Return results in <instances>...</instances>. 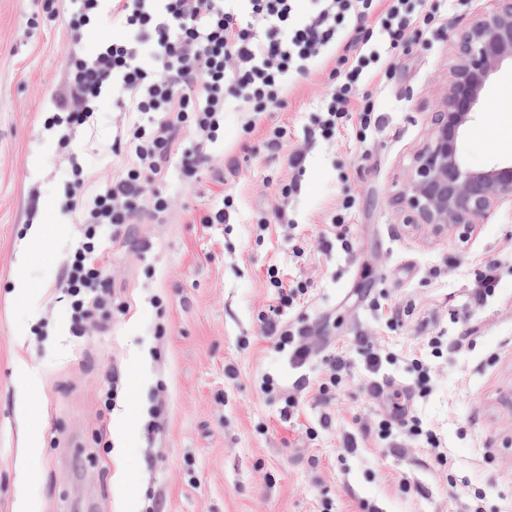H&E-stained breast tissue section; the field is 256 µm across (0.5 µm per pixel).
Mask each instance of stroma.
I'll use <instances>...</instances> for the list:
<instances>
[{
	"mask_svg": "<svg viewBox=\"0 0 512 512\" xmlns=\"http://www.w3.org/2000/svg\"><path fill=\"white\" fill-rule=\"evenodd\" d=\"M488 7L450 0L446 21L411 33L394 69L375 80L380 122L368 131L313 137L326 68L292 78L273 115L287 131L279 145L261 130L245 133L242 113L229 112L207 171L189 178L174 168L146 188L169 198L167 222L145 212L132 240L103 238L119 304L78 337L60 299L62 258L80 230L78 211L61 206L72 158L44 125L64 93L71 4L53 0L46 14L39 0H0V512H462L476 494L481 512H512V208L465 236L404 223L400 206L446 87L449 37ZM507 94L506 65L462 139L468 165L512 163ZM125 121L106 95L74 133L91 186L118 178L124 159L108 147ZM295 150L306 155L299 172L286 164ZM290 180L297 191L285 204L277 187ZM225 193L237 206L231 223H203ZM347 194L358 205L346 251L331 217ZM48 200L56 220L37 245L42 261L28 269L41 293L23 301L14 295L18 258ZM282 208L289 224L275 218ZM272 265L311 283L282 320L345 360L335 395L318 391L320 357L295 363L264 333ZM490 266L495 291L476 300ZM429 336L447 341L440 356ZM363 342L381 350L379 371L361 357ZM419 357L429 368L422 388ZM266 377L270 395L260 388ZM406 389L446 462L405 433L380 435L391 391ZM290 394L299 407L288 418ZM122 419L131 426L120 435Z\"/></svg>",
	"mask_w": 512,
	"mask_h": 512,
	"instance_id": "obj_1",
	"label": "stroma"
}]
</instances>
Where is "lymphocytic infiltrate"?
Here are the masks:
<instances>
[{
	"mask_svg": "<svg viewBox=\"0 0 512 512\" xmlns=\"http://www.w3.org/2000/svg\"><path fill=\"white\" fill-rule=\"evenodd\" d=\"M72 44H80L91 24L103 18L120 23L126 39L101 45L91 57L72 53L67 61L65 96L47 117V127L70 131L89 123L97 101L122 98L129 118L113 151L128 160L121 176L104 188L87 191L74 177L64 205L80 209V233L63 262L61 289L74 331L93 314L112 307V285L100 247L103 232L125 238L141 208L166 218L168 200L154 194L143 202L146 186L165 181L171 167L191 177L208 166V148L224 126L232 102L242 105L245 131L260 116L283 104L288 80L311 73L329 56L338 66L314 118L315 134L335 139L350 124L369 128L377 119L370 106L352 103L380 73L392 70L410 31H424L448 16V0H71ZM195 147H180L182 133ZM275 303L265 317L276 348L305 360L312 348L304 329L282 327L286 308L307 293L305 282L283 280L277 267L266 270Z\"/></svg>",
	"mask_w": 512,
	"mask_h": 512,
	"instance_id": "obj_1",
	"label": "lymphocytic infiltrate"
}]
</instances>
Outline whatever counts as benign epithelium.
Instances as JSON below:
<instances>
[{"instance_id":"1","label":"benign epithelium","mask_w":512,"mask_h":512,"mask_svg":"<svg viewBox=\"0 0 512 512\" xmlns=\"http://www.w3.org/2000/svg\"><path fill=\"white\" fill-rule=\"evenodd\" d=\"M453 54L446 92L401 197L405 222L438 234L450 226L467 229L512 206V165L473 170L457 151L487 83L503 65L512 64V0H491L482 19L454 41Z\"/></svg>"}]
</instances>
